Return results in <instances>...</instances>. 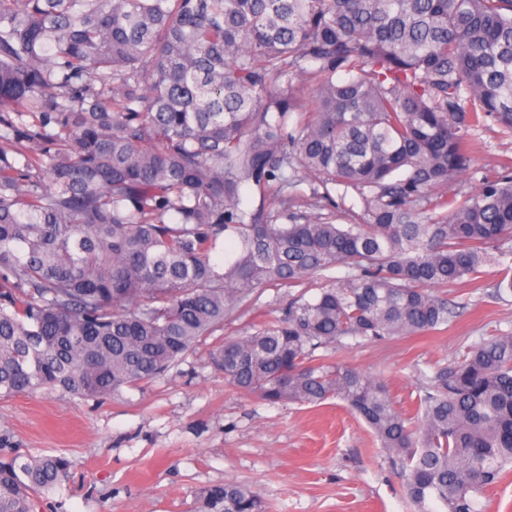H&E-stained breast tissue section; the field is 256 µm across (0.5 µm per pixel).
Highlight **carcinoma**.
Segmentation results:
<instances>
[{"label": "carcinoma", "instance_id": "1", "mask_svg": "<svg viewBox=\"0 0 512 512\" xmlns=\"http://www.w3.org/2000/svg\"><path fill=\"white\" fill-rule=\"evenodd\" d=\"M489 121L512 136V0H0V396L139 390L254 289L342 264L211 364L272 404L343 400L415 512H479L512 471V332L438 366L414 421L314 351L444 330L467 306L448 289L489 265L512 293V160L470 187ZM298 168L360 211H289ZM69 477L62 454H1L0 512H44ZM196 498L268 512L234 481Z\"/></svg>", "mask_w": 512, "mask_h": 512}]
</instances>
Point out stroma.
Segmentation results:
<instances>
[{"instance_id":"obj_1","label":"stroma","mask_w":512,"mask_h":512,"mask_svg":"<svg viewBox=\"0 0 512 512\" xmlns=\"http://www.w3.org/2000/svg\"><path fill=\"white\" fill-rule=\"evenodd\" d=\"M512 158V137L476 133L473 163L491 178ZM496 267L448 330L365 341L333 360L380 376L397 409L415 414L435 366L496 331L512 332V296H492ZM297 288L263 286L223 334L241 335ZM203 343L143 390L79 400L35 392L0 397V433L23 453L64 454L69 482L50 497L59 512H193L197 489L224 481L251 487L270 512H414L400 467L342 401L270 405L228 389Z\"/></svg>"}]
</instances>
